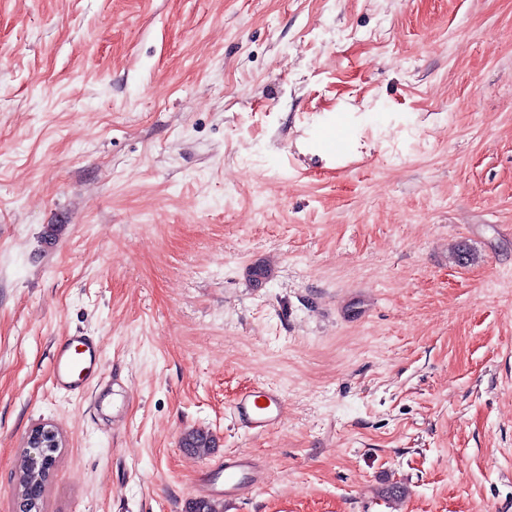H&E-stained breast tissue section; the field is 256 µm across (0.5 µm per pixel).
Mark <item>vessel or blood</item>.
Returning <instances> with one entry per match:
<instances>
[{
    "label": "vessel or blood",
    "instance_id": "obj_1",
    "mask_svg": "<svg viewBox=\"0 0 512 512\" xmlns=\"http://www.w3.org/2000/svg\"><path fill=\"white\" fill-rule=\"evenodd\" d=\"M103 346L96 336H69L57 343L53 352L51 383L66 394L81 395L105 381ZM287 403L277 391L267 388L242 392L232 406V417L240 428L264 433L279 426L286 417ZM258 471L247 456L225 455L212 466L209 478L196 495L199 499L218 503L237 498L240 492L254 485Z\"/></svg>",
    "mask_w": 512,
    "mask_h": 512
}]
</instances>
